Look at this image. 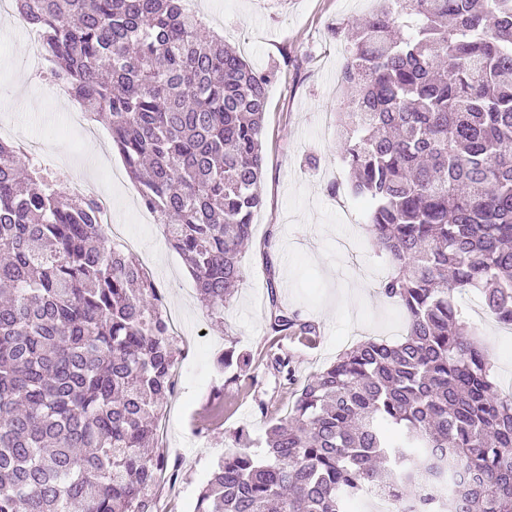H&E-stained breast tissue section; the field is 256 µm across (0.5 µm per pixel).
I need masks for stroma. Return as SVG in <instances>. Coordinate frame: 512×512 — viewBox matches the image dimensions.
<instances>
[{"label": "stroma", "instance_id": "obj_1", "mask_svg": "<svg viewBox=\"0 0 512 512\" xmlns=\"http://www.w3.org/2000/svg\"><path fill=\"white\" fill-rule=\"evenodd\" d=\"M194 6L207 28L223 33L256 70L277 73L264 122L262 206L243 255V284L220 320L198 301L193 277L170 247L163 225L136 223L139 190L123 174V159L108 134L66 126L64 102L24 69L26 33L12 18L0 17V105L43 144L40 163L60 183L77 176L111 196L114 223L125 225L133 237V254L160 286L165 312L181 326L177 391L161 408L155 444L168 457L180 458L182 466L177 481L158 487V512H194L213 463L234 445L233 432L243 428L251 437H264L291 403L294 383L268 359L271 305L317 330L312 343L294 336L280 342L296 381L359 342H396L407 333L404 311L378 290L376 274L387 269L386 257L364 224L341 223V207L350 195L326 191L328 183L347 178L336 154V129L322 123L324 115L339 113L344 98L336 73L345 42L333 30L344 19L367 13L373 0H194ZM106 167L121 170L119 181H100ZM469 299L466 292L456 297L492 363L499 392L510 395L512 330L499 328L487 312L470 307ZM230 346L251 356L252 380L229 383L219 377L217 358ZM216 396L224 403L220 419L211 406ZM204 421L211 424L205 445L193 447L190 439Z\"/></svg>", "mask_w": 512, "mask_h": 512}]
</instances>
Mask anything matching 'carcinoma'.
Segmentation results:
<instances>
[{"instance_id":"obj_1","label":"carcinoma","mask_w":512,"mask_h":512,"mask_svg":"<svg viewBox=\"0 0 512 512\" xmlns=\"http://www.w3.org/2000/svg\"><path fill=\"white\" fill-rule=\"evenodd\" d=\"M71 97L112 145L217 317L244 280L262 205L272 72L254 69L183 0H15ZM348 42L336 125L391 272L380 294L403 340L340 353L294 391L250 451L217 462L194 512H345L371 489H433L437 512H512V397L454 293L512 327V0H376L334 30ZM0 140V512H156L144 454L175 392L180 349L139 260L111 246L90 197L57 189ZM271 345L313 325L273 306ZM229 381L250 358L224 350Z\"/></svg>"}]
</instances>
